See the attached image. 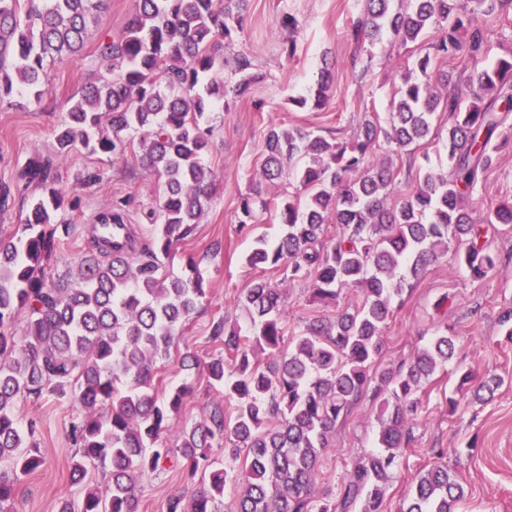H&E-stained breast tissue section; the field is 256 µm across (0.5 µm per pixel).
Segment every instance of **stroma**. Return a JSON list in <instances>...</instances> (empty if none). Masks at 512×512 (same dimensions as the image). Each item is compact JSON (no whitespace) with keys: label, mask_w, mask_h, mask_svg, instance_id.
<instances>
[{"label":"stroma","mask_w":512,"mask_h":512,"mask_svg":"<svg viewBox=\"0 0 512 512\" xmlns=\"http://www.w3.org/2000/svg\"><path fill=\"white\" fill-rule=\"evenodd\" d=\"M245 7L242 31L224 45L223 78L234 84L241 53L250 56L259 78L248 95L227 96L223 108L212 114L213 133L205 162L215 174L213 198L194 235L177 250L179 257L191 255L199 261L206 296L181 330L169 357L159 361L153 379L160 392L184 382L193 385V395L177 416L182 424L203 419L218 404L223 405L225 415H232L233 402L223 400L200 369L219 353L207 339L210 324L220 315L244 324L238 299L254 278L247 263L253 240L262 235L273 241L281 233L274 211L265 214L258 226L240 228V204L257 188L270 197L299 188L290 174L277 183L257 186L255 173L262 162L267 128L303 127L329 139L352 138L364 113L389 112L408 55L406 48L386 35L360 47L348 41L346 30L361 12V0H246ZM287 13L299 21L296 33L280 25ZM97 41V33L90 34L79 54L49 67L48 93L41 102L23 109L0 107V187L15 185L18 169L32 154L55 153L54 128L64 119L70 99L97 75ZM291 41L297 44L292 56L285 51ZM324 67L335 74L325 106L294 105L295 97L314 92ZM389 159L400 168L402 178L389 197L393 204L413 188L417 173L438 167L432 142L395 159L384 148L374 156L378 163ZM89 171L100 173V183L82 185ZM57 176L61 186L77 188L82 207L65 216L70 237L54 258L53 276L74 270L88 246L95 214L119 200L129 202V222L138 243L149 239L142 207L156 201L160 185L137 159L115 162L78 145L59 159ZM310 288L307 281L290 286L283 311L288 328H298L313 316L334 317L337 307H351L358 301L356 293L348 291L338 304H315ZM505 306H512V269L504 264L486 279L474 281L452 253L431 264L415 287L403 294L384 333L383 366L410 360L431 336L443 331L454 336L457 355L430 380L429 401L415 429V444L406 450L387 487L391 506H398L417 472L439 453L455 468L465 488L460 512H512V338L505 336L497 320ZM187 353L199 360V367H182L181 358ZM459 367L470 370L476 382L496 377L503 384L489 401L473 402L471 391L457 389L455 370ZM452 399L458 403L453 413L448 410ZM78 414L75 403L53 397L19 406L20 422L33 418L38 423L37 443L46 463L22 477L18 512H59L64 499L78 496L70 476L75 448L67 435ZM377 430V406L368 400L358 403L337 425L331 446L320 460L317 488L321 494L335 493L355 457L371 449Z\"/></svg>","instance_id":"stroma-1"}]
</instances>
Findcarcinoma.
<instances>
[{"label": "carcinoma", "mask_w": 512, "mask_h": 512, "mask_svg": "<svg viewBox=\"0 0 512 512\" xmlns=\"http://www.w3.org/2000/svg\"><path fill=\"white\" fill-rule=\"evenodd\" d=\"M245 0H137L122 32L101 35L97 81L82 88L55 129L56 155L77 142L93 153L123 160L138 136L143 169L161 180L158 201L143 209L148 242L135 245L131 228L115 244L92 228L91 246L74 274L48 281V269L69 225L56 219L79 210L75 193L59 187L55 158L37 154L19 171L35 185L34 201L10 240L0 246V512H18L21 477L44 463L36 423L21 427L23 402L70 397L83 414L70 426L77 448L71 480L80 500L60 512H139V487L173 461L181 489L166 512H218L229 483L238 487L236 512H391L386 484L406 449L425 406V383L438 363L456 351L452 337L431 338L396 369L381 370L384 329L394 301L414 287L427 266L455 244L460 265L480 281L500 260L489 249L499 227L512 230V200L481 214L467 199L512 144V50L490 69L477 71L473 100L448 89V75L433 78L430 54L413 60L420 78L407 77L386 118L370 112L362 134L337 141L304 128L271 127L256 180L273 184L285 169L296 172L304 197L277 205L283 227L277 244L255 241L254 269H284L278 281L258 277L238 300L247 330L212 320L209 341L224 356L209 361L205 376L235 402L225 419L217 405L204 420L175 423L192 385L160 398L151 391L157 363L206 296L199 263L185 260L173 274L159 257H175L213 197L214 173L202 158L209 146L211 112L231 92L247 94L257 79L250 57L239 54V79L221 78L224 41L243 29ZM364 9L349 36L356 46L390 33L400 46L435 35L437 55L464 54L474 65L486 56L482 18L512 16V0H362ZM106 0H0V104L21 107L46 93L48 63L79 52L90 23ZM333 82L322 71L313 106L327 100ZM448 113L441 173L426 172L398 204L387 199L401 183L391 162L376 164L381 145L399 155L431 134L436 114ZM273 200L254 191L242 200L239 224L257 222ZM336 237L325 242L326 226ZM311 280V300L335 304L352 290L359 302L333 319L313 317L288 332L281 311L288 285ZM24 334L14 333L20 311ZM290 340H285V336ZM368 399L379 407L376 451L362 455L331 500L317 495L319 457L330 447L337 424ZM234 444L230 461L211 460L214 443ZM110 465L104 491L86 482L87 465ZM463 486L438 461L418 472L411 496L398 512H458Z\"/></svg>", "instance_id": "cac0c4a2"}]
</instances>
